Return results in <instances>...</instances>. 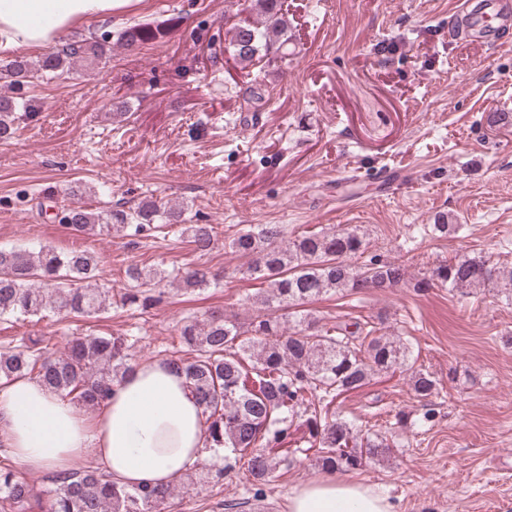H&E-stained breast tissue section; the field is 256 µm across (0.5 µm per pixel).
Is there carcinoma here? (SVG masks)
Masks as SVG:
<instances>
[{
	"label": "carcinoma",
	"mask_w": 512,
	"mask_h": 512,
	"mask_svg": "<svg viewBox=\"0 0 512 512\" xmlns=\"http://www.w3.org/2000/svg\"><path fill=\"white\" fill-rule=\"evenodd\" d=\"M256 19L234 26L230 45L240 61L251 63L261 49L288 43V21L280 0H250ZM156 38L149 27H131L120 45L133 47ZM107 39L66 43L33 64L18 57L7 64L10 84L21 88L37 72L54 74L85 62L106 58ZM23 97L0 96V140L15 133L16 112L30 109ZM179 226L194 250L208 254L214 226L189 224L186 209L147 197L128 209L93 211L65 207L60 224L79 232L141 238L159 224ZM364 243L353 231H305L287 239L279 224L243 229L228 247L249 259L245 273L263 285L252 297V314L245 322L217 309L201 320L190 318L179 329L188 358L171 363L182 370L205 419L206 450H224V468L241 465L256 494H261L288 453H275L291 436L294 420H302L306 443L317 451L326 470L356 469L366 459L389 450L387 437L363 435L356 423L330 413L336 399L364 386L376 372H411L412 390L426 400L437 381L416 369L411 344L401 336L378 334L366 321L331 327L320 324L306 309L329 293H361L398 287L405 279L396 263L372 259L357 265ZM95 253L82 249L58 251L0 246V319L21 317L41 321L53 313L65 318H89L106 308L112 289L96 281ZM129 288L118 294L121 306L142 311L160 301L161 285L177 284L186 291L217 285L210 268L192 266L171 272L126 268ZM431 280L453 290L499 288L512 299V267L490 264L481 256L462 254L433 269ZM429 280V281H431ZM424 281V284H429ZM134 343L124 335L76 332L63 351L52 337H29L8 352H0V381L26 376L51 392L86 409L96 408L111 387L132 369ZM212 470L195 469L182 491L167 487L127 488L97 470L59 472L43 491L17 476L13 461H0V512H31L47 497V512H177L179 493L188 494L211 483Z\"/></svg>",
	"instance_id": "cac0c4a2"
}]
</instances>
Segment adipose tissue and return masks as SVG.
I'll return each instance as SVG.
<instances>
[{
    "label": "adipose tissue",
    "instance_id": "1",
    "mask_svg": "<svg viewBox=\"0 0 512 512\" xmlns=\"http://www.w3.org/2000/svg\"><path fill=\"white\" fill-rule=\"evenodd\" d=\"M130 0H0V53L60 44ZM0 446L26 469L68 471L94 457L130 487L168 486L205 454L202 410L165 360L133 367L93 413L33 379L0 386ZM288 512H392L384 495L327 472L296 487Z\"/></svg>",
    "mask_w": 512,
    "mask_h": 512
}]
</instances>
